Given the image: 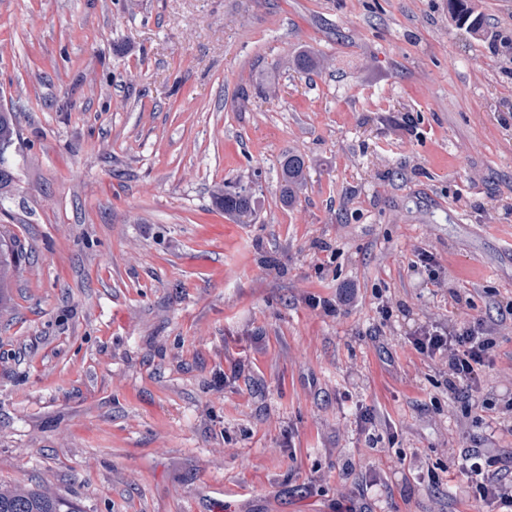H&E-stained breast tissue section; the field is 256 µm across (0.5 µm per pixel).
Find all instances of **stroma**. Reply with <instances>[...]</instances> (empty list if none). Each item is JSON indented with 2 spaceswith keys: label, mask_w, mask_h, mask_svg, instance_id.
<instances>
[{
  "label": "stroma",
  "mask_w": 512,
  "mask_h": 512,
  "mask_svg": "<svg viewBox=\"0 0 512 512\" xmlns=\"http://www.w3.org/2000/svg\"><path fill=\"white\" fill-rule=\"evenodd\" d=\"M472 6L480 36L448 0H0L23 251L1 486L78 512H497L448 454L480 408L409 342L512 301V0ZM230 180L254 223L214 205ZM482 385L512 398V328ZM305 161L299 154L288 152L281 162L280 193L285 205H292L304 179Z\"/></svg>",
  "instance_id": "obj_1"
}]
</instances>
